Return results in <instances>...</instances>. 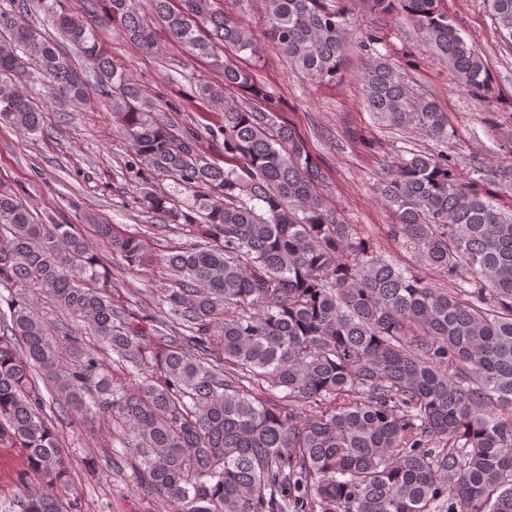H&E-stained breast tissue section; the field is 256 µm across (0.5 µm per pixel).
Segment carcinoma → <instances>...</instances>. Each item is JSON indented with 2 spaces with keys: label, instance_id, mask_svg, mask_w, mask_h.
<instances>
[{
  "label": "carcinoma",
  "instance_id": "carcinoma-1",
  "mask_svg": "<svg viewBox=\"0 0 512 512\" xmlns=\"http://www.w3.org/2000/svg\"><path fill=\"white\" fill-rule=\"evenodd\" d=\"M487 2L512 41V0ZM263 3L265 34L288 64L336 79L348 45L343 8ZM366 4L405 11L466 92L494 97L479 51L439 0ZM100 7L132 45L160 51L137 0ZM150 7L169 37L222 72L220 83L198 81L195 94L224 106V155L237 166H217L194 134L139 104L92 15L47 7L53 40L25 11L0 9V123L43 131L45 102L5 81L31 62L52 77L50 97L104 100L142 179L138 203L200 239L163 258L173 282L163 325L175 335L152 350L143 318L112 302V273L76 225L44 223L0 184V447L26 458L18 512H80L60 494L71 459L54 423L92 387L89 409L125 431L135 484L171 512H512V214L457 176L442 149L448 113L410 93L377 35L358 42L368 111L437 146L393 162L377 191L396 216L392 236L448 278L447 289L387 258L328 202L306 142L278 123L253 72L224 54L255 53L247 28L214 0ZM65 43L82 49L94 82ZM156 173L192 197L174 203L149 184ZM82 221L128 269L143 264L142 235L118 233L91 212ZM462 267L470 277L458 286ZM42 297L64 322L36 316ZM88 338L129 364L135 385L113 382ZM38 371L53 383L50 403L32 389ZM260 390L287 403L271 407Z\"/></svg>",
  "mask_w": 512,
  "mask_h": 512
}]
</instances>
